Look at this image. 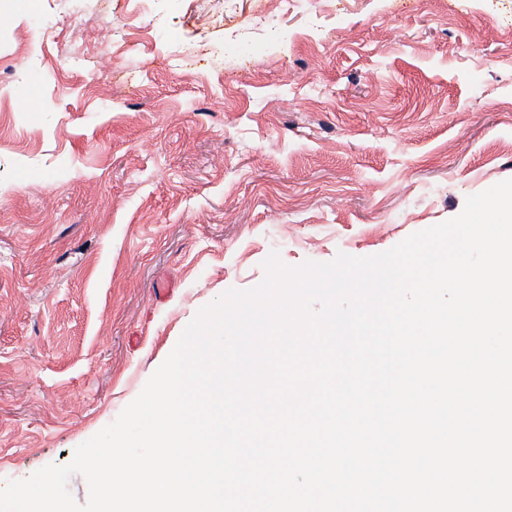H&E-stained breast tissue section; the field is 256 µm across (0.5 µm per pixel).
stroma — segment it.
<instances>
[{"mask_svg": "<svg viewBox=\"0 0 512 512\" xmlns=\"http://www.w3.org/2000/svg\"><path fill=\"white\" fill-rule=\"evenodd\" d=\"M258 10L287 40L230 52ZM507 179L512 0H0V487L271 252L379 254Z\"/></svg>", "mask_w": 512, "mask_h": 512, "instance_id": "35a3bbf8", "label": "stroma"}]
</instances>
